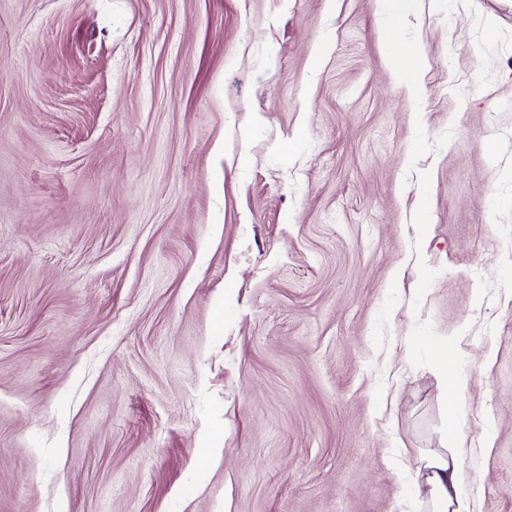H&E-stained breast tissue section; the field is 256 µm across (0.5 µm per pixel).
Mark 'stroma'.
<instances>
[{
  "label": "stroma",
  "instance_id": "obj_1",
  "mask_svg": "<svg viewBox=\"0 0 512 512\" xmlns=\"http://www.w3.org/2000/svg\"><path fill=\"white\" fill-rule=\"evenodd\" d=\"M452 405L512 512V0H0V512H409ZM386 48L394 70L405 78L409 93L415 98L420 97L422 90L417 78L424 62L418 49L413 46H404L397 49L394 33L391 30L386 38ZM437 374L441 381L449 385L456 391L458 398H463L468 389V380L461 375L454 367L453 355L448 352V348L444 349L438 360Z\"/></svg>",
  "mask_w": 512,
  "mask_h": 512
}]
</instances>
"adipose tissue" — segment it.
Masks as SVG:
<instances>
[{"label": "adipose tissue", "mask_w": 512, "mask_h": 512, "mask_svg": "<svg viewBox=\"0 0 512 512\" xmlns=\"http://www.w3.org/2000/svg\"><path fill=\"white\" fill-rule=\"evenodd\" d=\"M445 437V447L423 451L415 461V483L425 488L420 508L422 512H473L471 498L461 490L464 437L456 418H449Z\"/></svg>", "instance_id": "adipose-tissue-1"}]
</instances>
